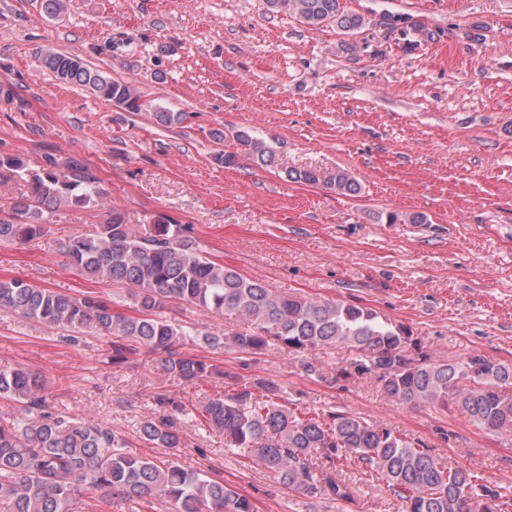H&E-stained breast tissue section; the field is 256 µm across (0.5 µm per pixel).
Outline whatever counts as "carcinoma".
<instances>
[{
	"label": "carcinoma",
	"instance_id": "carcinoma-1",
	"mask_svg": "<svg viewBox=\"0 0 512 512\" xmlns=\"http://www.w3.org/2000/svg\"><path fill=\"white\" fill-rule=\"evenodd\" d=\"M271 13L287 14L310 27L334 24L354 31L364 19L343 0H265ZM58 80L85 88L130 112H147L163 127L186 119L183 112L152 107L132 84L112 79L79 57L54 51L39 55ZM233 150L219 154L226 166L249 161L275 165L274 148L252 131L232 135ZM24 183L11 213L0 216V243L39 238L49 218L63 206L96 207L106 191L77 160H55L30 170L11 155H0V174ZM320 172L288 171V180L320 182ZM336 191L359 192L358 181L339 170ZM191 228L165 217L148 236L136 234L124 216L92 233L71 235L63 243L71 266L90 280L128 287L135 314L95 295L69 296L21 278L0 279V308L63 331L61 341L78 345L87 329L111 337L109 361L120 365L140 348L159 353L155 370L194 384L222 372L205 360L180 352L189 331L162 314L178 301L208 313L232 317L240 328L231 337L206 335L208 345L228 343L256 355L276 343L288 352L308 354L347 344L358 352V374H372L391 399L459 410L477 427L512 431V364L472 355L461 361L435 360L402 323L389 321L367 306L277 293L224 264L209 259L190 236ZM41 376L22 368L0 369V397L20 411L0 420V509L3 512H82L84 497L95 494L135 501L147 509L165 504L168 512H257L252 500L221 478L179 464L184 447V405L164 393L139 426V439L166 448L158 460L137 453L121 433L93 419L69 418L49 410ZM207 427L224 434V443L243 450L252 463L284 487L313 499H351L343 461L353 458L366 476L379 477L404 503L405 512H508L512 495L492 488L471 470L436 458L425 442L377 422L336 411L312 415L290 408L281 387L255 378L236 393L210 398L199 409ZM485 509L480 511L478 506Z\"/></svg>",
	"mask_w": 512,
	"mask_h": 512
}]
</instances>
